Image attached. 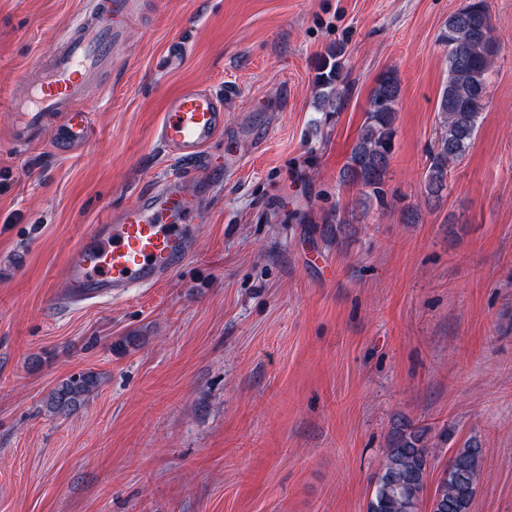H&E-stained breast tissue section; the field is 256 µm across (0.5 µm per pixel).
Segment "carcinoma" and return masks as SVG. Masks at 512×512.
<instances>
[{"mask_svg":"<svg viewBox=\"0 0 512 512\" xmlns=\"http://www.w3.org/2000/svg\"><path fill=\"white\" fill-rule=\"evenodd\" d=\"M448 47V78L438 100V131L428 153L422 195L440 199L448 190V172L461 161L474 140L484 110L492 58L496 53L486 0H467L448 16L440 35ZM342 50L327 54L316 77L319 110H341L347 92ZM400 80L394 72L379 78L369 100L367 117L340 171L343 184L359 189L350 208L323 214L314 228L326 239L343 240L353 225L374 207L387 202V171L394 149V121L399 109ZM100 386L92 372L61 380L48 395L46 406L57 417H68L86 404ZM429 425L415 426L398 418L391 425L387 451L367 504V512H419L429 478L430 457L437 448ZM483 448L469 438L454 450L442 471L431 512H470L481 474Z\"/></svg>","mask_w":512,"mask_h":512,"instance_id":"1","label":"carcinoma"}]
</instances>
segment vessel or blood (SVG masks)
Instances as JSON below:
<instances>
[{"label": "vessel or blood", "instance_id": "vessel-or-blood-1", "mask_svg": "<svg viewBox=\"0 0 512 512\" xmlns=\"http://www.w3.org/2000/svg\"><path fill=\"white\" fill-rule=\"evenodd\" d=\"M131 6V0H93L91 12L67 29L58 52L41 64L37 81L13 102L17 143L50 121L58 127V145L86 142L89 122L76 104L92 77L111 63ZM223 131V96L187 85L167 100L157 138L180 159L197 160ZM209 191L206 180L189 187L170 179L145 191L137 205L91 225L61 267L70 301L96 303L165 282L194 248L200 202Z\"/></svg>", "mask_w": 512, "mask_h": 512}]
</instances>
